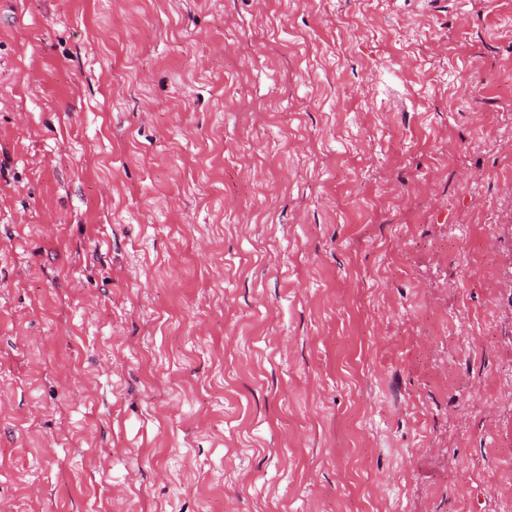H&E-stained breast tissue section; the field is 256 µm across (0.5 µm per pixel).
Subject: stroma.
Masks as SVG:
<instances>
[{
    "label": "stroma",
    "mask_w": 512,
    "mask_h": 512,
    "mask_svg": "<svg viewBox=\"0 0 512 512\" xmlns=\"http://www.w3.org/2000/svg\"><path fill=\"white\" fill-rule=\"evenodd\" d=\"M0 512H512V0H0Z\"/></svg>",
    "instance_id": "obj_1"
}]
</instances>
